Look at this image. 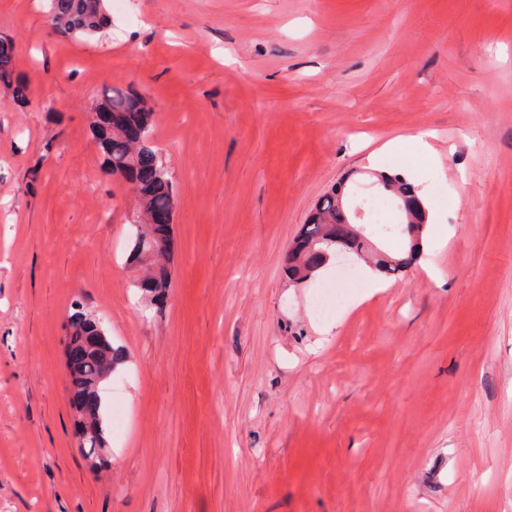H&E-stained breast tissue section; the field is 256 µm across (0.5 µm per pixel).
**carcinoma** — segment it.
<instances>
[{
	"label": "carcinoma",
	"instance_id": "cac0c4a2",
	"mask_svg": "<svg viewBox=\"0 0 512 512\" xmlns=\"http://www.w3.org/2000/svg\"><path fill=\"white\" fill-rule=\"evenodd\" d=\"M50 9L57 29L67 35L100 32L107 23L103 0H50ZM16 53L12 41L0 39V85L9 87L13 97L24 104L29 98L30 87L16 75ZM98 106L110 107L121 115L120 122L114 127L106 129L95 125L93 130L112 176L129 185L138 197L139 209L135 218L141 234L134 235L130 253V262L135 265L142 262L140 236L153 231L158 236L171 237V228L160 226L153 229L147 218L154 211L172 208L176 200L172 174L153 144L154 112L140 93L131 87L110 85L105 88ZM379 185L388 193L416 200L417 209L423 206L422 199L399 177L383 172ZM342 223L343 214L333 207L330 197H325L301 228V232L307 236H317L316 242L311 246H301V253L286 259L289 280L302 284L323 267L327 256L335 248L333 240ZM425 231L426 225L405 221L401 233L409 238L408 248L395 256H382L375 261V270L387 278L400 276L419 257ZM171 284V269L163 260L148 268L147 274L136 282V287L149 299L150 305L160 308L167 300ZM74 307L66 336L72 345L84 348L97 335L101 324L80 303H75ZM124 359L123 350L107 342L101 349L92 351L84 364L70 374L71 390L88 398L93 397L95 391L100 389L97 379L106 369L115 368Z\"/></svg>",
	"mask_w": 512,
	"mask_h": 512
}]
</instances>
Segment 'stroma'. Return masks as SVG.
I'll list each match as a JSON object with an SVG mask.
<instances>
[{
  "label": "stroma",
  "instance_id": "obj_1",
  "mask_svg": "<svg viewBox=\"0 0 512 512\" xmlns=\"http://www.w3.org/2000/svg\"><path fill=\"white\" fill-rule=\"evenodd\" d=\"M104 7L68 36L48 0H0L31 87H0V512H512V0ZM114 84L146 95L178 200L160 311L89 128ZM376 165L418 182L423 256L374 294L353 260L319 315L341 269L296 286L283 259L335 186L349 212L381 196ZM77 302L126 355L101 465L70 406Z\"/></svg>",
  "mask_w": 512,
  "mask_h": 512
}]
</instances>
